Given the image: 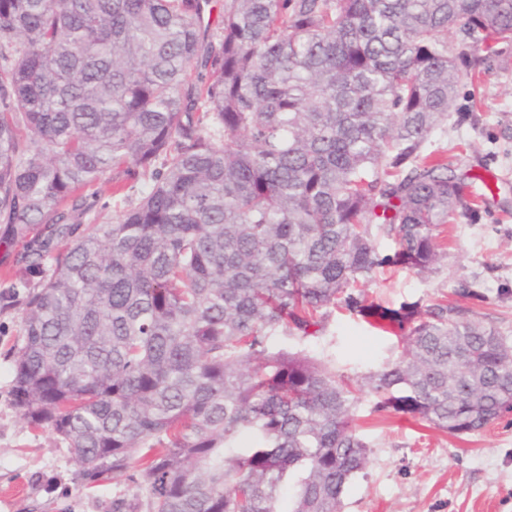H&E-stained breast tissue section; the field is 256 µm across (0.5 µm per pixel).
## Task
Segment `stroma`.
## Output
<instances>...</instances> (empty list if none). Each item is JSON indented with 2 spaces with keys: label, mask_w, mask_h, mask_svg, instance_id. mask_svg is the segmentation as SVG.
Instances as JSON below:
<instances>
[{
  "label": "stroma",
  "mask_w": 512,
  "mask_h": 512,
  "mask_svg": "<svg viewBox=\"0 0 512 512\" xmlns=\"http://www.w3.org/2000/svg\"><path fill=\"white\" fill-rule=\"evenodd\" d=\"M457 105L461 117H449L428 148L488 183L476 221L441 226L436 272L391 267L363 291L368 301L390 308L459 306L512 337V52L483 67L477 85L460 88ZM22 248L0 243V512H112L123 478L87 487L66 444L30 428L15 405L26 306L11 285L24 274L16 262ZM464 283L472 296L459 294ZM271 346L305 351L355 382L402 351L396 337L346 311L333 312L321 334L276 336ZM376 401L363 391L354 410L368 463L346 486L341 512H512V413L480 432L453 436L390 409L375 411Z\"/></svg>",
  "instance_id": "35a3bbf8"
}]
</instances>
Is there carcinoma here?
<instances>
[{
	"label": "carcinoma",
	"mask_w": 512,
	"mask_h": 512,
	"mask_svg": "<svg viewBox=\"0 0 512 512\" xmlns=\"http://www.w3.org/2000/svg\"><path fill=\"white\" fill-rule=\"evenodd\" d=\"M0 0V224L22 241L21 419L112 512H340L368 462L349 379L268 345L347 310L402 355L377 407L450 434L512 412V340L468 310L367 302L477 219L426 152L512 45V0ZM149 190L106 221L107 179ZM397 244L392 254L378 240Z\"/></svg>",
	"instance_id": "1"
}]
</instances>
